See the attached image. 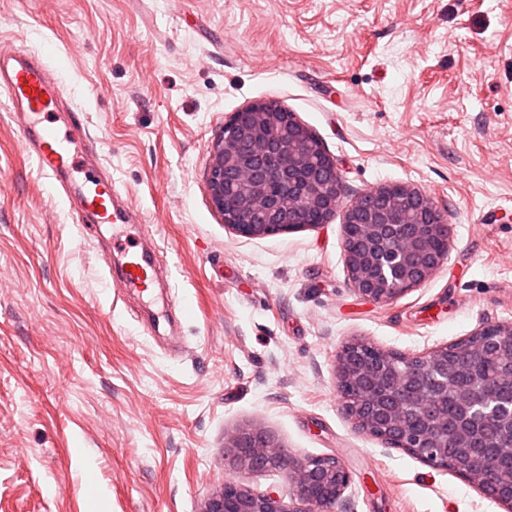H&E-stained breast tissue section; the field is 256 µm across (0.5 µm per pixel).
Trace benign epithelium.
Segmentation results:
<instances>
[{
	"label": "benign epithelium",
	"instance_id": "obj_1",
	"mask_svg": "<svg viewBox=\"0 0 512 512\" xmlns=\"http://www.w3.org/2000/svg\"><path fill=\"white\" fill-rule=\"evenodd\" d=\"M253 121L241 125V113L232 114L216 139L208 168L207 187L213 209L235 232L243 236L286 234L301 228L293 223L292 212L313 207L320 212L336 209V187L319 184V169L337 173L328 154L320 156L321 168L305 170L292 156V147L300 131L293 123H282L279 113L268 102L248 106ZM248 143L250 157L239 151ZM288 156V181H297L298 190L283 201L273 195L260 163L268 157ZM250 184L252 211L243 218L224 213V198L234 184ZM387 195L400 197L399 203L414 213L415 230L399 232L390 215L353 207L345 223L370 247L351 248L346 254L347 267L354 270L352 285L362 297L387 302L402 296L429 279L444 263L447 254L434 249L431 242L441 237L446 227L443 215L434 201L410 187ZM469 352L481 357L494 351H512V324H498L496 338L473 341ZM448 348L433 350L419 357L387 352L370 363H362L350 353L337 361V383H350L357 396L344 406L361 431L384 441L396 442L402 449L435 468H443L448 456V417L441 424L426 428L421 425L420 409L427 403L441 406L440 391L448 389ZM457 403L471 418L493 415L504 423L509 443L496 444L500 453L512 458V389L500 397L475 383L455 394ZM228 465L239 468L257 457L271 467H287V480L293 491L287 504L274 492H255L231 480L211 497L202 512H327L338 503L351 483L349 470L334 456L311 459L288 465L277 444L264 432L253 429L239 432L229 442ZM489 497L512 504V485L505 489L484 471L462 473Z\"/></svg>",
	"mask_w": 512,
	"mask_h": 512
}]
</instances>
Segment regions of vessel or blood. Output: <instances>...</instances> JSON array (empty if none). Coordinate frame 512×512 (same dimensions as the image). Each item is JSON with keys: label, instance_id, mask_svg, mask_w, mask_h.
Segmentation results:
<instances>
[{"label": "vessel or blood", "instance_id": "1", "mask_svg": "<svg viewBox=\"0 0 512 512\" xmlns=\"http://www.w3.org/2000/svg\"><path fill=\"white\" fill-rule=\"evenodd\" d=\"M0 89L4 90L14 119L23 130L22 148L41 176L74 196L79 208L94 224L134 223L138 209L123 197L106 172H96L85 182L73 178L74 159L43 115L61 111L65 99L48 66L38 58L19 57L10 44L0 42ZM122 265L113 288L145 292L158 277L159 269L139 243L121 246Z\"/></svg>", "mask_w": 512, "mask_h": 512}]
</instances>
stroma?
<instances>
[{
  "instance_id": "obj_1",
  "label": "stroma",
  "mask_w": 512,
  "mask_h": 512,
  "mask_svg": "<svg viewBox=\"0 0 512 512\" xmlns=\"http://www.w3.org/2000/svg\"><path fill=\"white\" fill-rule=\"evenodd\" d=\"M0 40L41 56L163 250V289L111 288L112 227L40 176L0 107V512H201L232 434L352 475L336 512H507L454 471L358 430L342 348L409 357L512 323V0H0ZM275 101L343 182L418 189L451 226L421 286L375 302L346 266L344 214L245 237L206 173L231 113ZM85 449L79 461L76 449Z\"/></svg>"
}]
</instances>
